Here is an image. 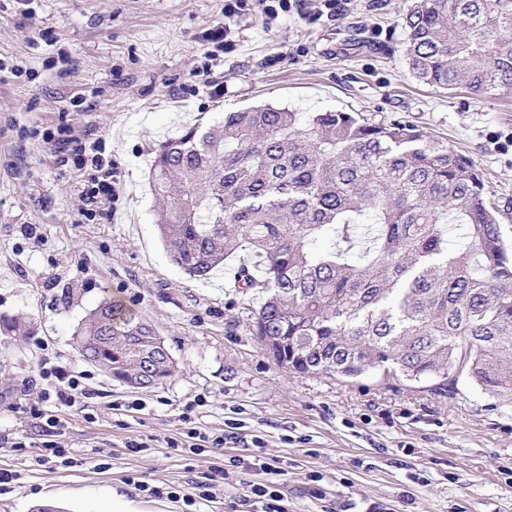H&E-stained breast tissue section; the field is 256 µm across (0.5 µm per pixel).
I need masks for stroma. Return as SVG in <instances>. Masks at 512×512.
<instances>
[{
    "mask_svg": "<svg viewBox=\"0 0 512 512\" xmlns=\"http://www.w3.org/2000/svg\"><path fill=\"white\" fill-rule=\"evenodd\" d=\"M413 0H346L336 20L291 14L263 27L237 20L236 45L206 59L224 0H0V471L14 476L0 512H183L127 482L182 485L249 454L260 438L288 469L289 512H512V400L468 380L444 397L428 383L379 372L356 380L299 375L278 365L248 330L257 290L239 288L248 252L206 279L173 264L150 191L159 140L224 113L270 104L299 112H360L399 119L468 156L512 241V93L477 98L465 86L419 81L401 50ZM210 66L222 97L190 92ZM66 130L102 139L119 183L116 202H89L87 170L49 144ZM115 300L153 326L176 370L132 389L86 362L74 336L91 309ZM90 377L89 414L57 435L67 460L38 463L17 447L36 431L24 413L46 382L42 360ZM220 430L239 414L240 441L179 456L184 405ZM142 400L140 411L121 405ZM153 441L147 453L130 441Z\"/></svg>",
    "mask_w": 512,
    "mask_h": 512,
    "instance_id": "stroma-1",
    "label": "stroma"
}]
</instances>
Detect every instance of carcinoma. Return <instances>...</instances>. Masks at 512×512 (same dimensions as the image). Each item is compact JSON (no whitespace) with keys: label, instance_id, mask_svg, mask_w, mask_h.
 Instances as JSON below:
<instances>
[{"label":"carcinoma","instance_id":"cac0c4a2","mask_svg":"<svg viewBox=\"0 0 512 512\" xmlns=\"http://www.w3.org/2000/svg\"><path fill=\"white\" fill-rule=\"evenodd\" d=\"M403 55L427 84L512 92V0H414ZM149 184L171 260L208 275L247 247L262 294L249 329L312 376L381 371L448 394L467 378L512 397V249L464 154L360 112L254 106L157 144ZM86 360L126 383L173 373L151 327L104 300L78 330Z\"/></svg>","mask_w":512,"mask_h":512}]
</instances>
